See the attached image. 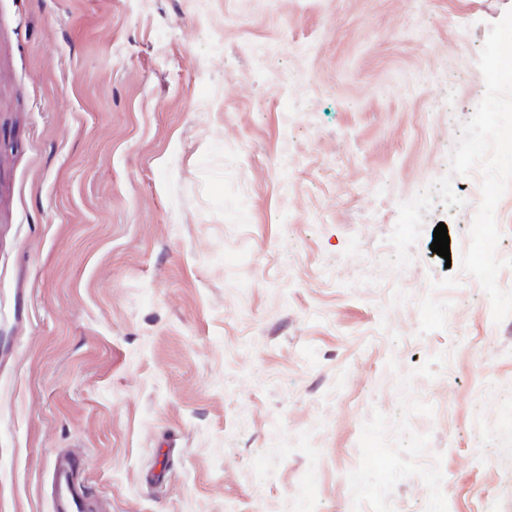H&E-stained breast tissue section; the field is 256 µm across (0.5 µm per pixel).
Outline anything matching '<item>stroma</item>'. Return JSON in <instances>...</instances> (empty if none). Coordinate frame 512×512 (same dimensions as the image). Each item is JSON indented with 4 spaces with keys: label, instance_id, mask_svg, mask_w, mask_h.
<instances>
[{
    "label": "stroma",
    "instance_id": "35a3bbf8",
    "mask_svg": "<svg viewBox=\"0 0 512 512\" xmlns=\"http://www.w3.org/2000/svg\"><path fill=\"white\" fill-rule=\"evenodd\" d=\"M511 8L0 0V512H512L472 176L387 265ZM55 462L52 512L93 510L86 493L73 480L74 473L80 468L79 458L63 454L57 456Z\"/></svg>",
    "mask_w": 512,
    "mask_h": 512
}]
</instances>
